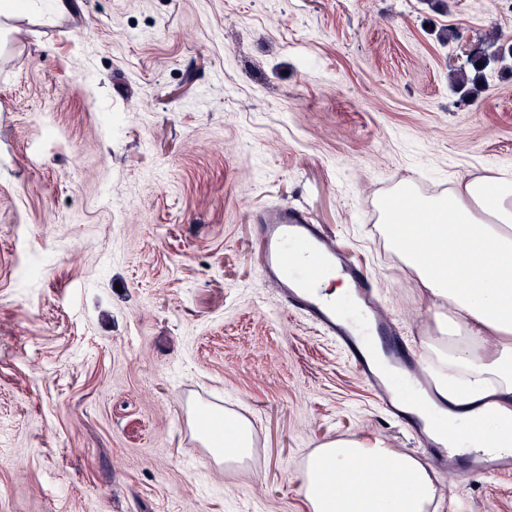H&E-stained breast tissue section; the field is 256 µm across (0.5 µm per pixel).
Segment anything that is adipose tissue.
<instances>
[{"mask_svg":"<svg viewBox=\"0 0 512 512\" xmlns=\"http://www.w3.org/2000/svg\"><path fill=\"white\" fill-rule=\"evenodd\" d=\"M389 246L440 312L433 362L447 380L450 432L467 428L475 407L512 421V174L474 177L422 198L416 214L383 204ZM434 255L426 257L421 241ZM310 512H431L434 471L382 441L339 438L308 458L301 474Z\"/></svg>","mask_w":512,"mask_h":512,"instance_id":"obj_1","label":"adipose tissue"}]
</instances>
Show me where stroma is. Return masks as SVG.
<instances>
[{
	"mask_svg": "<svg viewBox=\"0 0 512 512\" xmlns=\"http://www.w3.org/2000/svg\"><path fill=\"white\" fill-rule=\"evenodd\" d=\"M22 2L0 16V512H307L296 476L330 440L423 455L272 306L254 218L306 211L426 350L378 205L512 170V0ZM203 412L249 423L248 458L215 456ZM437 487L512 512V475Z\"/></svg>",
	"mask_w": 512,
	"mask_h": 512,
	"instance_id": "35a3bbf8",
	"label": "stroma"
}]
</instances>
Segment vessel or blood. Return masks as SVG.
Listing matches in <instances>:
<instances>
[{
  "label": "vessel or blood",
  "instance_id": "1",
  "mask_svg": "<svg viewBox=\"0 0 512 512\" xmlns=\"http://www.w3.org/2000/svg\"><path fill=\"white\" fill-rule=\"evenodd\" d=\"M261 237V266L280 301L335 342L387 416L420 439L433 463L454 475L485 476L512 472V453L475 452L461 459L437 419L424 420L407 407L402 384L434 395L430 367L400 337L396 325L379 309L363 270L336 249L321 225L303 210L273 205L256 218ZM339 273L347 282L346 301L359 321H352L320 287L324 274Z\"/></svg>",
  "mask_w": 512,
  "mask_h": 512
}]
</instances>
